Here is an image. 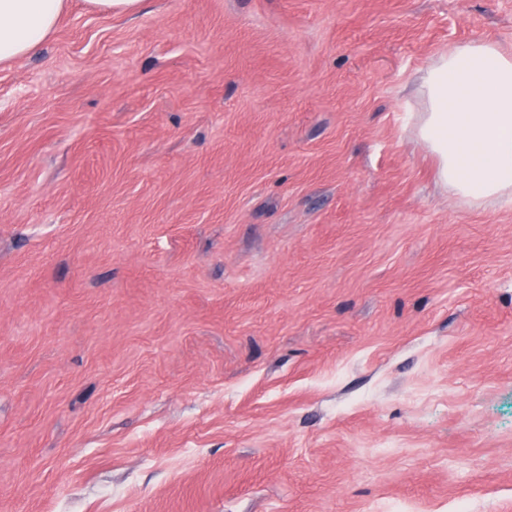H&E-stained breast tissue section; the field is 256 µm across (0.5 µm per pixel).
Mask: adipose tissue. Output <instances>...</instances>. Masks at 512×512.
<instances>
[{
    "label": "adipose tissue",
    "mask_w": 512,
    "mask_h": 512,
    "mask_svg": "<svg viewBox=\"0 0 512 512\" xmlns=\"http://www.w3.org/2000/svg\"><path fill=\"white\" fill-rule=\"evenodd\" d=\"M66 0H0V63L38 50L56 31ZM416 140L437 161V183L464 204H512V54L462 42L420 71Z\"/></svg>",
    "instance_id": "ef3b65f1"
}]
</instances>
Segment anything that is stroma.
Returning <instances> with one entry per match:
<instances>
[{
  "instance_id": "35a3bbf8",
  "label": "stroma",
  "mask_w": 512,
  "mask_h": 512,
  "mask_svg": "<svg viewBox=\"0 0 512 512\" xmlns=\"http://www.w3.org/2000/svg\"><path fill=\"white\" fill-rule=\"evenodd\" d=\"M512 0H69L0 64V512H512V207L405 121Z\"/></svg>"
}]
</instances>
